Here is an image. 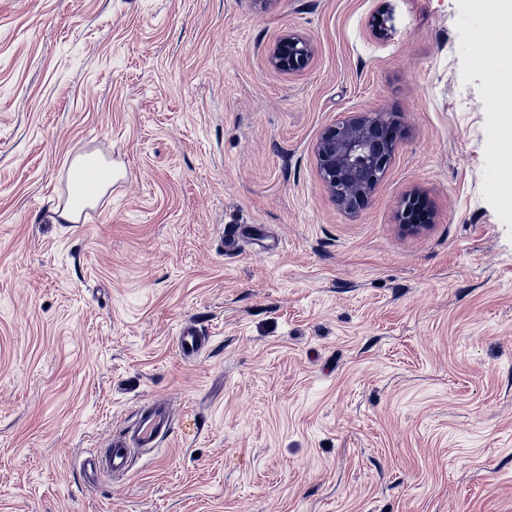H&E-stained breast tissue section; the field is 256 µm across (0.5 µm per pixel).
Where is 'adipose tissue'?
Instances as JSON below:
<instances>
[{"label":"adipose tissue","mask_w":512,"mask_h":512,"mask_svg":"<svg viewBox=\"0 0 512 512\" xmlns=\"http://www.w3.org/2000/svg\"><path fill=\"white\" fill-rule=\"evenodd\" d=\"M470 7L484 16L496 36L487 44L483 34L472 36L473 53L487 79L488 91L496 112L495 134L498 149L505 159L498 171L497 191L512 201V0H469Z\"/></svg>","instance_id":"1"}]
</instances>
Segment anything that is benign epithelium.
I'll use <instances>...</instances> for the list:
<instances>
[{
	"label": "benign epithelium",
	"instance_id": "7a95c632",
	"mask_svg": "<svg viewBox=\"0 0 512 512\" xmlns=\"http://www.w3.org/2000/svg\"><path fill=\"white\" fill-rule=\"evenodd\" d=\"M314 45L306 37L288 34L268 50V64L275 70L295 74L307 68ZM395 151L390 120L383 112H361L324 129L314 145L320 176L341 209L354 212L374 192ZM426 206L422 198L408 200L404 227L422 228Z\"/></svg>",
	"mask_w": 512,
	"mask_h": 512
}]
</instances>
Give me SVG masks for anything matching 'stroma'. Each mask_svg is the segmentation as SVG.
Listing matches in <instances>:
<instances>
[{"mask_svg":"<svg viewBox=\"0 0 512 512\" xmlns=\"http://www.w3.org/2000/svg\"><path fill=\"white\" fill-rule=\"evenodd\" d=\"M470 12L0 0V512H512V207ZM356 112L397 144L350 213L313 148ZM83 152L112 186L58 221ZM153 398L172 434L86 476ZM314 51V45L308 38L288 34L269 48L267 61L277 71L295 74L307 68ZM427 209L425 206V202L419 196H413L408 200L406 205V209L403 213V226L409 230H418L420 228L425 227L427 224H417L425 221V216L427 215ZM177 342L180 352L186 358L199 356L206 346L205 337L201 336L199 332L191 326L182 328L179 332Z\"/></svg>","mask_w":512,"mask_h":512,"instance_id":"35a3bbf8","label":"stroma"}]
</instances>
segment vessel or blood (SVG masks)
<instances>
[{
	"instance_id": "1",
	"label": "vessel or blood",
	"mask_w": 512,
	"mask_h": 512,
	"mask_svg": "<svg viewBox=\"0 0 512 512\" xmlns=\"http://www.w3.org/2000/svg\"><path fill=\"white\" fill-rule=\"evenodd\" d=\"M177 342L182 355L187 358L199 356L206 346L204 336L191 326L182 328ZM172 426L173 410L169 403L160 400L144 405L139 409L133 427L111 447L98 452L94 462L111 475H123L128 471L134 453L158 447L170 434Z\"/></svg>"
}]
</instances>
